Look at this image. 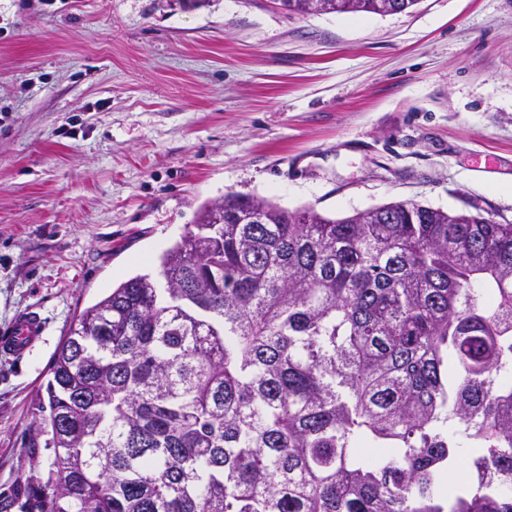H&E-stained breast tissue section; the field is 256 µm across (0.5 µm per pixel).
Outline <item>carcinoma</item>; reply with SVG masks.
<instances>
[{
    "instance_id": "carcinoma-1",
    "label": "carcinoma",
    "mask_w": 512,
    "mask_h": 512,
    "mask_svg": "<svg viewBox=\"0 0 512 512\" xmlns=\"http://www.w3.org/2000/svg\"><path fill=\"white\" fill-rule=\"evenodd\" d=\"M216 208L161 257L177 287L136 275L70 329L21 512H512V224Z\"/></svg>"
}]
</instances>
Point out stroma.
<instances>
[{"instance_id":"35a3bbf8","label":"stroma","mask_w":512,"mask_h":512,"mask_svg":"<svg viewBox=\"0 0 512 512\" xmlns=\"http://www.w3.org/2000/svg\"><path fill=\"white\" fill-rule=\"evenodd\" d=\"M512 0L298 15L270 0H0V495L54 455L34 405L77 316L200 207L397 201L512 223ZM42 331L41 318L32 311L24 312L0 336V351L7 355H19L38 339Z\"/></svg>"}]
</instances>
